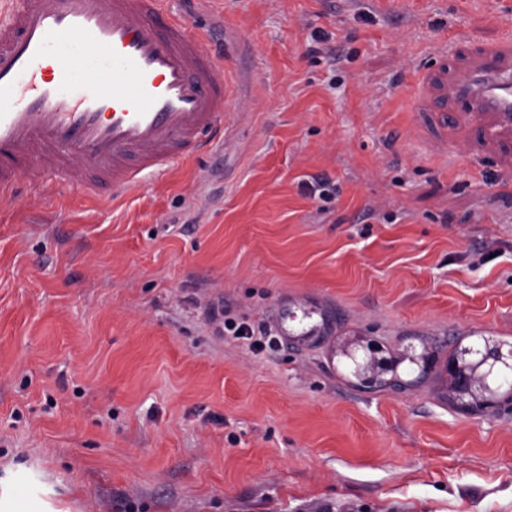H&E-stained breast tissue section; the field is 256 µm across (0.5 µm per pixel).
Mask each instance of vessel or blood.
Segmentation results:
<instances>
[{"instance_id":"1","label":"vessel or blood","mask_w":512,"mask_h":512,"mask_svg":"<svg viewBox=\"0 0 512 512\" xmlns=\"http://www.w3.org/2000/svg\"><path fill=\"white\" fill-rule=\"evenodd\" d=\"M457 56L464 67L449 71ZM419 88V112L501 151L512 142V31L451 44ZM223 135L224 77L165 0H0V199L34 162L118 200Z\"/></svg>"}]
</instances>
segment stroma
<instances>
[{
    "label": "stroma",
    "instance_id": "1",
    "mask_svg": "<svg viewBox=\"0 0 512 512\" xmlns=\"http://www.w3.org/2000/svg\"><path fill=\"white\" fill-rule=\"evenodd\" d=\"M166 7L224 72V136L118 201L30 168L0 206V480L53 512H512V399L459 411L448 376L512 346V174L413 131L419 73L512 0ZM213 307L314 315L256 350ZM407 349L433 364L404 390L344 368Z\"/></svg>",
    "mask_w": 512,
    "mask_h": 512
}]
</instances>
